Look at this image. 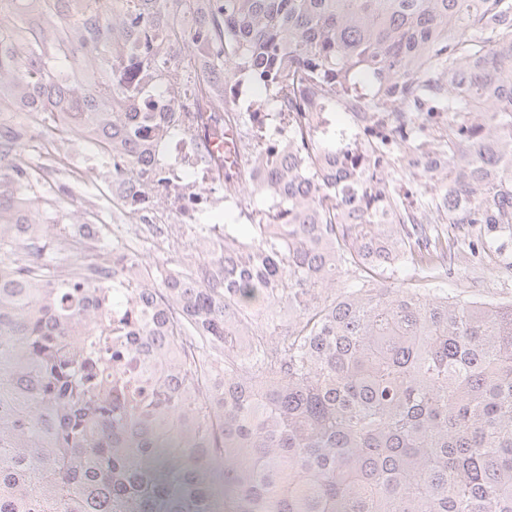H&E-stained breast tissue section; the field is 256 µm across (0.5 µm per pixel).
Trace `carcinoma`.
<instances>
[{
    "instance_id": "carcinoma-1",
    "label": "carcinoma",
    "mask_w": 512,
    "mask_h": 512,
    "mask_svg": "<svg viewBox=\"0 0 512 512\" xmlns=\"http://www.w3.org/2000/svg\"><path fill=\"white\" fill-rule=\"evenodd\" d=\"M22 2L0 25V512H512V303L387 281L455 244L394 199L385 153L310 120L342 101L395 140L443 105L441 154L412 160L442 175L432 207L512 233V0ZM128 60L188 114L127 111ZM239 74L291 121L261 132L259 184L199 159L272 199L250 243L181 270L19 255L44 251L18 233L28 132L80 128L122 202L148 150L240 126Z\"/></svg>"
}]
</instances>
